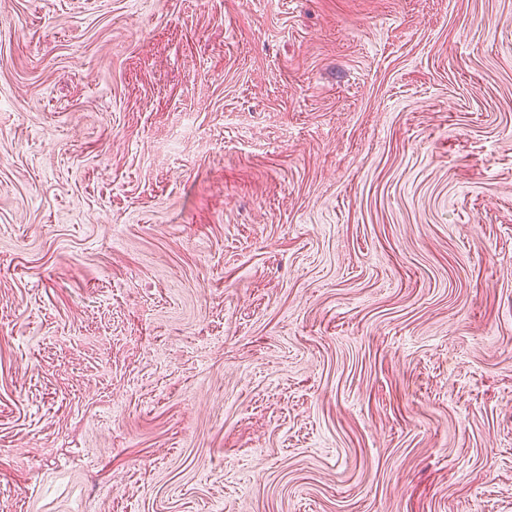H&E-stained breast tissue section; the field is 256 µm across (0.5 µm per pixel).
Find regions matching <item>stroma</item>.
<instances>
[{
    "label": "stroma",
    "mask_w": 512,
    "mask_h": 512,
    "mask_svg": "<svg viewBox=\"0 0 512 512\" xmlns=\"http://www.w3.org/2000/svg\"><path fill=\"white\" fill-rule=\"evenodd\" d=\"M0 512H512V0H0Z\"/></svg>",
    "instance_id": "1"
}]
</instances>
